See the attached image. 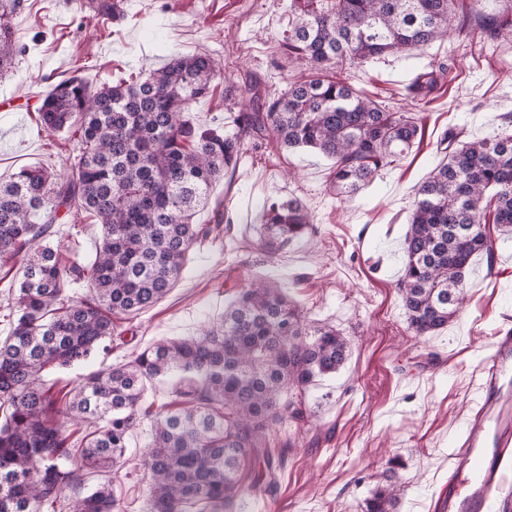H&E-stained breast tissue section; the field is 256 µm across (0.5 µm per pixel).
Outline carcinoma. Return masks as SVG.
I'll return each mask as SVG.
<instances>
[{
	"label": "carcinoma",
	"instance_id": "1",
	"mask_svg": "<svg viewBox=\"0 0 512 512\" xmlns=\"http://www.w3.org/2000/svg\"><path fill=\"white\" fill-rule=\"evenodd\" d=\"M458 0H291L282 52L301 69L271 93L253 77L224 79L232 130L197 129L189 104L209 93L223 65L207 52L178 56L134 81L93 87L72 75L41 98L49 132L76 129L75 162L63 179L20 169L0 180V257L18 258L17 318L0 341V512H120L111 485L75 496L81 471L116 467L130 433L146 416V382L179 376L178 402L153 412L143 465L152 490L148 512H235L248 460L275 483L270 426L304 418V394L316 377L336 373L349 344L335 329L308 325L269 277L255 276L219 321L190 339L161 341L132 361L93 373L58 399L45 387L48 366L68 368L95 355L114 334V315L147 310L172 290L200 239L221 232L197 224L213 187L233 172L248 145L272 138L332 162L331 187L351 197L409 152L418 135L410 112H392L341 78L368 59L411 54L468 30ZM475 12L481 36L512 39V9ZM22 0H0V76L18 56L12 20ZM452 67L430 64L405 98L433 102ZM447 162L416 192L398 283L410 329L431 336L448 326L465 299L477 256L493 266L487 221L512 228V133L464 140L448 129ZM84 212L102 226L90 266L61 265L51 245L60 214ZM271 252L298 243L312 217L296 198L262 212ZM85 282L86 298L68 297ZM104 426L97 427L98 422ZM399 487L377 489L366 512H397Z\"/></svg>",
	"mask_w": 512,
	"mask_h": 512
}]
</instances>
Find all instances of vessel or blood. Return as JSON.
<instances>
[{"instance_id": "vessel-or-blood-1", "label": "vessel or blood", "mask_w": 512, "mask_h": 512, "mask_svg": "<svg viewBox=\"0 0 512 512\" xmlns=\"http://www.w3.org/2000/svg\"><path fill=\"white\" fill-rule=\"evenodd\" d=\"M512 334H499L481 370L482 397L458 443L455 468L436 512H504L501 490L512 482Z\"/></svg>"}]
</instances>
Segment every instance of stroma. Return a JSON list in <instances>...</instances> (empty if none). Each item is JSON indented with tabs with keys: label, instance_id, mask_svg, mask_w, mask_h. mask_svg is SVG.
Masks as SVG:
<instances>
[{
	"label": "stroma",
	"instance_id": "stroma-1",
	"mask_svg": "<svg viewBox=\"0 0 512 512\" xmlns=\"http://www.w3.org/2000/svg\"><path fill=\"white\" fill-rule=\"evenodd\" d=\"M290 0H128L110 20L77 0H23L13 19L20 51L13 72L0 76V178L25 166L67 174L74 162L70 133L44 131L37 107L47 87L78 75L112 84L156 69L174 55L206 49L235 74L260 77L269 89L286 85L281 40ZM452 65L454 80L418 114L421 141L382 170L353 197L329 189L331 162L271 141L248 148L232 180L212 191L215 211L231 219L219 236L197 241L180 279L153 308L116 317L110 351L43 380L63 395L87 376L127 363L161 340L195 335L218 319L257 269L269 272L294 299L307 323L329 326L350 346L344 366L315 378L305 393V421L273 426L269 444L283 464L273 487L253 485L238 512H365L380 487H401L398 512H433L466 423L480 397L478 372L499 331L512 330V233L497 235L494 268L476 258L462 312L442 333L409 330L396 283L414 188L442 162L439 143L459 126L467 137L501 130L512 113V40L483 41L449 33L413 56L374 58L347 72L358 90L394 109H409L404 89L429 62ZM188 115L202 128L223 125L224 78L191 103ZM302 200L314 231L292 249L268 256L259 235L264 204ZM102 236L88 214L69 216L52 241L64 264H91ZM151 421L131 434L118 471L88 477L108 482L122 512H147L150 478L140 459Z\"/></svg>",
	"mask_w": 512,
	"mask_h": 512
}]
</instances>
